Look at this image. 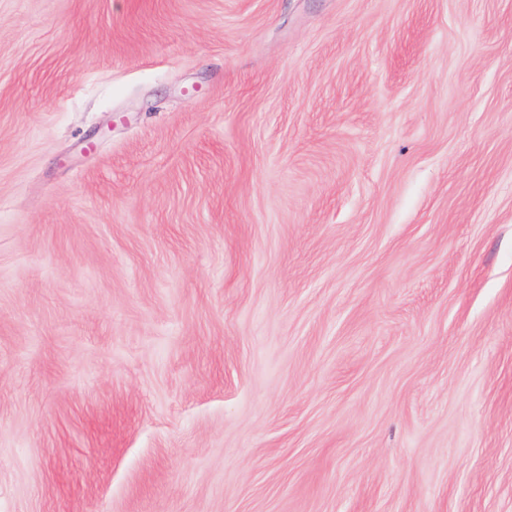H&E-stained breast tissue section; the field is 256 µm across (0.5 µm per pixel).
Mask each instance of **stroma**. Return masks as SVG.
Here are the masks:
<instances>
[{"label":"stroma","mask_w":512,"mask_h":512,"mask_svg":"<svg viewBox=\"0 0 512 512\" xmlns=\"http://www.w3.org/2000/svg\"><path fill=\"white\" fill-rule=\"evenodd\" d=\"M0 512H512V0H0Z\"/></svg>","instance_id":"1"}]
</instances>
